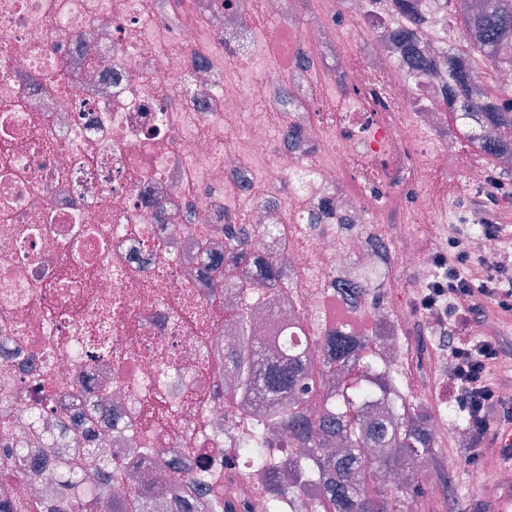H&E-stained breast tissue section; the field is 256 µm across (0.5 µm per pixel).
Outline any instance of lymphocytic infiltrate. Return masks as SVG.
<instances>
[{
  "instance_id": "lymphocytic-infiltrate-1",
  "label": "lymphocytic infiltrate",
  "mask_w": 512,
  "mask_h": 512,
  "mask_svg": "<svg viewBox=\"0 0 512 512\" xmlns=\"http://www.w3.org/2000/svg\"><path fill=\"white\" fill-rule=\"evenodd\" d=\"M499 191L495 184L469 199L470 208L487 212L483 233L496 241V252L474 254L465 239L449 236L434 253L435 278L416 302L428 320L450 324L448 378L472 424L468 461L489 468L512 463V447L496 445L497 431L512 426V400L502 395L512 386L505 348L494 332L473 333L490 316L512 318V217L490 206Z\"/></svg>"
}]
</instances>
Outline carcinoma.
<instances>
[{"label":"carcinoma","instance_id":"cac0c4a2","mask_svg":"<svg viewBox=\"0 0 512 512\" xmlns=\"http://www.w3.org/2000/svg\"><path fill=\"white\" fill-rule=\"evenodd\" d=\"M395 26L410 46L415 77L422 78L441 64H448V82L453 87L459 108L450 112V127L463 132L471 141L476 135L462 130L459 121L471 109L466 96L470 72L448 62L430 58L418 51L424 35L422 19L409 12L404 0H394ZM460 35L474 27L484 32L478 42H461L453 47L456 55L485 57L491 64L512 62V0H483L481 10L460 11L455 17ZM491 104L483 117L497 135L479 149L495 158L501 148H512V87L492 83ZM226 252L209 261L216 288H237L243 296L240 307L230 318L241 328L248 327L250 297L267 288H289L295 270L288 255L280 264L267 266L251 251L249 240L239 236L234 224L224 225ZM382 273L368 268L357 292L366 303H380ZM380 338L360 336L350 326L342 325L328 337V349L322 354L317 370L307 368L299 351H288L276 358H259L255 344L224 351V366L231 368L242 393L248 400L260 396L268 401L263 415L266 429L288 434V459H297L284 475L288 488L311 490L317 498L312 512H389L395 491L386 483V475L424 456H431L435 440L428 432L430 416L420 406L403 402L387 405L383 415L371 416L366 402L374 389L388 391L397 384L392 374H377L373 362L378 355ZM342 381L338 397L325 401L321 414H305L303 396L310 393L320 377ZM95 407L85 409L84 432L72 433L71 451L50 457L43 448H14L0 445V465H11L19 458L37 456L31 461L33 472L40 466H52L63 478L60 497L49 505L50 512H96L102 498L112 495V461L90 462L89 428L99 419ZM170 482L163 486H145L116 497L115 512H156V508L176 495L185 481L194 480L176 466L169 469Z\"/></svg>","mask_w":512,"mask_h":512}]
</instances>
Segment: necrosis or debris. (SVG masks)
<instances>
[{
    "label": "necrosis or debris",
    "mask_w": 512,
    "mask_h": 512,
    "mask_svg": "<svg viewBox=\"0 0 512 512\" xmlns=\"http://www.w3.org/2000/svg\"><path fill=\"white\" fill-rule=\"evenodd\" d=\"M347 2L345 14L324 0L313 21L285 25L300 0H261L278 23L264 34L251 0H0V444L39 435L66 448L63 426L95 404L92 446L118 462L116 490L166 481L174 457L206 474L180 489L193 512L227 498L267 512L261 478L287 459H270L269 434L227 407L240 295L211 288L199 237L223 256L217 225L247 210L260 226L253 252L319 270V286L260 295L251 334L268 354L289 337L321 356L340 321L398 336L399 306L431 278L430 251L388 256L412 273L390 285V318L356 304L337 315L328 286L381 263L426 156L454 157L447 74L410 79L390 0ZM408 3L427 19L420 50L439 56L456 39L447 0ZM94 56L111 66L91 69ZM239 57L266 65L264 100L225 74ZM309 67L344 109L302 114L292 136L280 100L302 95ZM284 181L299 216L329 215L286 252L267 232L285 209L263 204ZM55 491L53 474L0 469V512H40Z\"/></svg>",
    "instance_id": "1"
}]
</instances>
